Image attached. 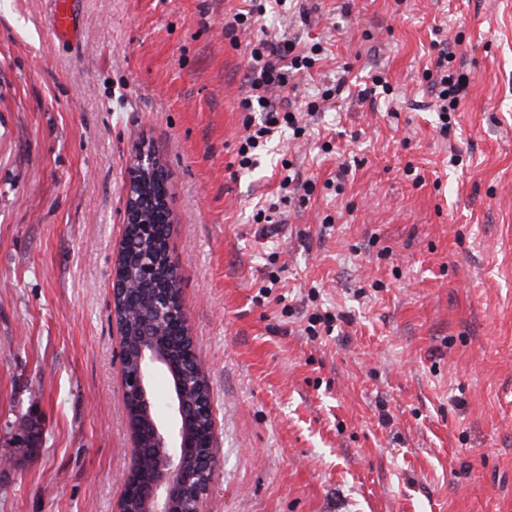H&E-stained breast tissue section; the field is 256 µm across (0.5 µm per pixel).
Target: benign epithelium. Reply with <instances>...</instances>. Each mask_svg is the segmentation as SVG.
<instances>
[{
	"label": "benign epithelium",
	"instance_id": "benign-epithelium-1",
	"mask_svg": "<svg viewBox=\"0 0 512 512\" xmlns=\"http://www.w3.org/2000/svg\"><path fill=\"white\" fill-rule=\"evenodd\" d=\"M131 168L137 169L141 182L166 176L161 155L144 142L137 146ZM137 182L129 179L125 185L126 217L136 224H144L146 220L140 213L137 199ZM152 280L153 270L149 266L144 267L133 281L120 282L117 277H112V298L124 300L122 314L143 320L141 341L124 351V357L135 355L138 359L136 371L125 378L126 398L136 400L139 408L150 416L149 451L163 459V466L153 474L142 495L133 501L125 494L121 505H134L130 512H204L217 456L214 448H203L194 453L198 462L188 463L192 443L188 439L187 423L205 421L207 433L213 434L210 400L205 396L197 400L187 399L194 376L177 369L178 363L166 336L176 321L180 323L181 335H190L186 315L176 318L175 308L181 307L179 292L174 288H154ZM157 369L166 370L175 380L168 399L171 416L168 423L154 417L151 377Z\"/></svg>",
	"mask_w": 512,
	"mask_h": 512
}]
</instances>
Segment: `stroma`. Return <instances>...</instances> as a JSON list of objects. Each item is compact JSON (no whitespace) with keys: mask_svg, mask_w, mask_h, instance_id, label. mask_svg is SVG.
<instances>
[{"mask_svg":"<svg viewBox=\"0 0 512 512\" xmlns=\"http://www.w3.org/2000/svg\"><path fill=\"white\" fill-rule=\"evenodd\" d=\"M246 7L80 0L62 42L54 0H0V512H117L134 437L112 269L142 142L210 385L205 512H512V0H286L225 32ZM261 36L323 46L286 104L345 95L243 171ZM436 39L470 78L447 140ZM373 71L389 101L364 96ZM286 161L313 190L254 223ZM327 310L348 319L308 336ZM137 168L133 175L141 176L139 182L149 181L151 178L166 177V168L161 155L152 147L142 142L136 148L132 158L130 172Z\"/></svg>","mask_w":512,"mask_h":512,"instance_id":"1","label":"stroma"}]
</instances>
